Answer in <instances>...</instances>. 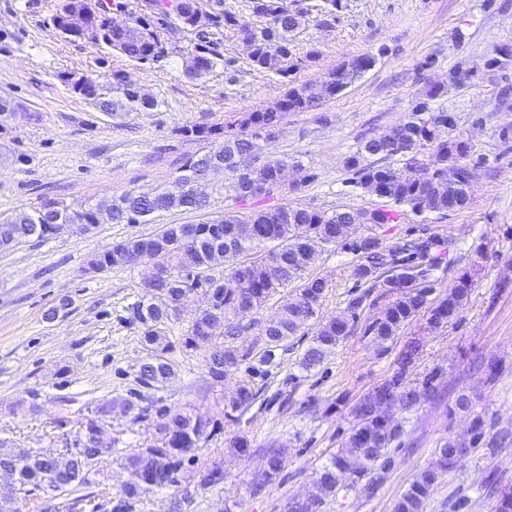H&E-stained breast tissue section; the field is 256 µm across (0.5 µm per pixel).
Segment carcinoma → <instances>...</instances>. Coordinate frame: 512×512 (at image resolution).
<instances>
[{
  "label": "carcinoma",
  "mask_w": 512,
  "mask_h": 512,
  "mask_svg": "<svg viewBox=\"0 0 512 512\" xmlns=\"http://www.w3.org/2000/svg\"><path fill=\"white\" fill-rule=\"evenodd\" d=\"M150 2L151 7L140 10L132 18L131 27L121 34L107 35L102 19L97 17L88 22V26L96 29L93 37L77 30L65 32L63 37L74 42L93 39L96 45L133 61H156L165 55L161 33L176 20L196 33L197 43L189 50L194 60L186 62L184 74L191 80H200L224 61V56L215 50L212 36L233 26L242 37L253 39L249 59L255 69L286 77L291 70L292 37L306 26V13L288 8L287 0H253V12L267 19L261 27L242 23L221 10H207L199 0H191L192 10L180 16L171 13V0ZM375 64V55L364 54L340 64L324 79L340 93L364 69ZM72 90L110 117L157 106L156 101L140 96L127 85L119 72L112 73L110 81L79 78L73 82ZM324 98L318 83L291 87L277 112H237L219 127L199 124L187 128L184 133L188 136L205 140L221 135L223 142L190 158L171 184L153 192L127 190L79 212H72L51 199L31 211H20L9 219L16 233L9 236L0 233V249L47 240L55 235L57 224H65L69 230L75 226L85 230L98 223L102 213L108 214L113 224H147L153 214L170 211L206 215L211 207L210 197L196 196L193 186L207 178L210 166L216 162L224 166V177L234 200L253 199V181L258 177L276 181L279 167L288 163L268 152L271 141L264 132L280 128L290 112L317 108ZM446 126L445 113L430 112L420 105L400 129L392 128L363 139L357 151L346 159L345 166L354 175L353 185L367 194L376 186L385 189L387 205L378 209L375 225L398 224L412 216L444 217L448 210L466 205L465 186L475 177L481 161L473 159L470 139L445 133ZM397 158L403 161L400 167L391 165ZM450 161L458 163L460 170L459 185L452 187L435 173L448 167ZM354 218L355 212L347 209L327 212L286 204L271 211L248 214L226 211L198 224H165L153 234L113 242L92 259L91 265L103 271L119 269L136 264L144 251L178 248L187 255L189 266L216 277L210 284V292L214 308L224 313V323L213 330L207 323V315L193 321L179 307L177 298L182 292L179 285L185 279V265L178 262L169 269L170 280L143 288L139 300L130 307L131 318L139 324L141 343L147 351L139 367L140 382L160 387L174 377L169 354L177 349L183 353L206 349L205 366L217 382L244 364L248 376L239 383L238 391L224 397V416L231 420L234 413L246 409L255 400V379L269 374L275 365L276 351L292 337L311 330L312 337L299 366L307 372L321 366L353 333L369 297L367 293L351 294L342 311L323 313L329 284L309 272L310 256H318L331 246L341 245L354 255L350 276L360 282L373 288H387L396 281L409 284L407 288L391 290L392 301L378 311L363 331L378 352L387 353L435 288L448 240L426 232L401 246L388 247L375 235L362 236V225L354 224ZM469 286V279L461 277L460 286L440 306V320L429 321L430 326H440L456 317L468 296ZM273 298L277 299L276 317L267 323L256 314ZM177 323L184 328L173 340L169 331ZM251 334L255 339L248 343L246 337ZM419 353V340L409 342L396 372L376 387L377 392L393 397V403L401 410H410L421 400L437 394L434 374L428 375L419 386L408 381L409 368ZM467 398L469 395L459 394L455 407L472 416L470 432L440 444L434 461L415 474L394 502L393 512H426L433 490L432 479L461 464L452 455V449L471 448L479 443L483 418L475 406L463 407ZM133 409V402L126 398L105 399L97 404L93 416L86 419L78 432L75 442L79 451L67 472L52 467V456L31 449L24 450L17 459L0 457V484L13 486L26 496L36 491L72 493L88 486L98 455L94 442L96 430L112 413L127 414ZM353 413L355 423L341 448L316 472L312 483L314 512H321L326 500L336 496L346 479L385 467L391 445L401 437V424L383 421L370 404L357 406ZM208 425L201 415L181 409L169 411L167 419L158 426L157 445L125 457L128 478L111 512H133L146 494L178 483L185 465L194 460Z\"/></svg>",
  "instance_id": "obj_1"
}]
</instances>
